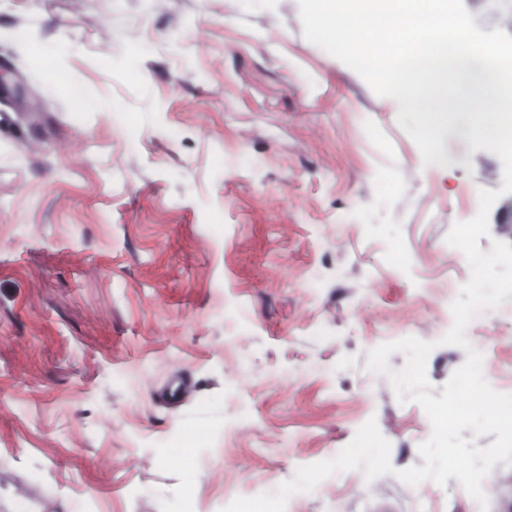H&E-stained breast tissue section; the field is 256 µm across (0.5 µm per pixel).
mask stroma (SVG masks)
<instances>
[{
    "label": "stroma",
    "mask_w": 512,
    "mask_h": 512,
    "mask_svg": "<svg viewBox=\"0 0 512 512\" xmlns=\"http://www.w3.org/2000/svg\"><path fill=\"white\" fill-rule=\"evenodd\" d=\"M0 62L53 118L0 100V512H223L371 419L393 473L329 476L294 512L512 495L502 462L483 504L395 477L432 426L367 366L434 343L438 397L465 362L441 342L471 275L446 236L501 188L495 154L451 132L424 165L297 0H0ZM473 341L490 386L512 378V321L484 312Z\"/></svg>",
    "instance_id": "obj_1"
}]
</instances>
